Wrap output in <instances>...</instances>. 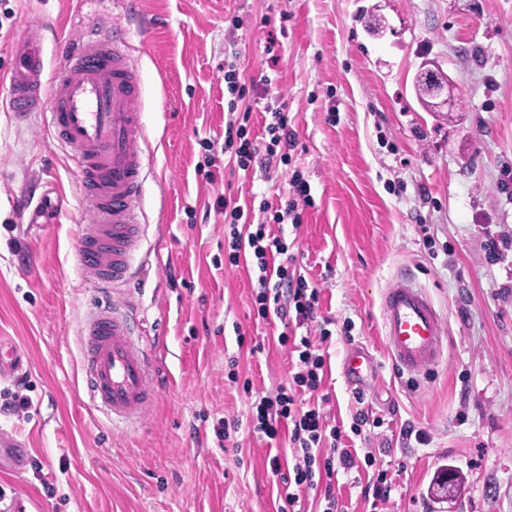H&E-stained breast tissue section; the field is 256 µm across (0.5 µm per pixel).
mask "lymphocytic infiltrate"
Here are the masks:
<instances>
[{
  "instance_id": "1",
  "label": "lymphocytic infiltrate",
  "mask_w": 512,
  "mask_h": 512,
  "mask_svg": "<svg viewBox=\"0 0 512 512\" xmlns=\"http://www.w3.org/2000/svg\"><path fill=\"white\" fill-rule=\"evenodd\" d=\"M224 91L228 112L224 142L219 145L208 139L203 141V149H221L246 172L256 168L267 172L288 164L296 135L284 106H266L265 138L259 141L250 133L251 111L242 105L247 88L233 58L224 61ZM291 185L292 196L278 204L266 199L243 204L222 194L216 198L215 209L230 228L224 240L225 260L233 267L243 261L256 266L252 311L256 320L280 321L284 330L278 341L287 347L291 359L287 383L253 403L251 430L270 440L283 432L288 435L294 463L291 476L284 479L286 512H304L302 494L315 489L321 492V512H338L331 482L358 465H372L373 458H358L354 446L346 444L341 429L330 424L319 403L304 400L305 394L316 393L322 386L326 355L319 345L329 340L331 333L324 329L319 336H311L309 328L317 319L320 290L298 271L285 236L271 230L275 224H301L304 208L313 204L309 185L300 172H293Z\"/></svg>"
}]
</instances>
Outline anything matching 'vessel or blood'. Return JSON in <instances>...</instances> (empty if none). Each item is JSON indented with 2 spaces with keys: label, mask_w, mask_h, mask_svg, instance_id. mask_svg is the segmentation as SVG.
Masks as SVG:
<instances>
[{
  "label": "vessel or blood",
  "mask_w": 512,
  "mask_h": 512,
  "mask_svg": "<svg viewBox=\"0 0 512 512\" xmlns=\"http://www.w3.org/2000/svg\"><path fill=\"white\" fill-rule=\"evenodd\" d=\"M7 111L28 118L40 112L79 172L83 225L77 262L83 275L111 288L112 298L87 310L81 327L82 371L92 399L113 422H140L157 395L156 369L136 336L140 320L124 292L145 237L136 210L149 168L142 86L125 39L100 30L81 33L65 50L64 66L48 76L40 27L28 26L14 47L8 73ZM382 332L389 355L408 378L427 376L441 356L440 314L422 288L399 279L382 295ZM343 372L358 389L379 374L370 352L348 348ZM23 374V355L0 343V383ZM25 440L0 429V459L20 477Z\"/></svg>",
  "instance_id": "obj_1"
}]
</instances>
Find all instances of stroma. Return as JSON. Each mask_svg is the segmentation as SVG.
Here are the masks:
<instances>
[{
    "label": "stroma",
    "mask_w": 512,
    "mask_h": 512,
    "mask_svg": "<svg viewBox=\"0 0 512 512\" xmlns=\"http://www.w3.org/2000/svg\"><path fill=\"white\" fill-rule=\"evenodd\" d=\"M0 0V90L24 26L47 30V71L92 20L122 29L138 67L155 178L142 212L148 236L129 299L158 366L159 396L123 430L87 395L81 325L98 296L77 263L78 174L43 116L0 111V341L25 358L22 417L0 428L30 443L22 480L45 512H277L269 467L284 438L249 430L251 404L288 379L289 355L256 321L246 267L224 263V191L278 201L300 171L314 200L299 226L273 225L320 289L332 333L322 393L349 431L357 410L384 420L356 440L373 467L339 474L341 512H512V0ZM275 40L277 62L264 52ZM235 42L251 134L264 105H283L298 147L289 165L245 172L220 154L204 167L201 139L223 140L224 50ZM456 85L449 112H427L413 81L423 64ZM56 190L53 224L30 233L32 183ZM496 258H489V251ZM415 276L441 316L442 358L425 378L399 376L381 329V294ZM369 349L380 379L362 401L341 373L348 346ZM237 423L218 441L219 419ZM428 440L403 439L406 427ZM444 465L465 477L438 496ZM390 496L372 508L373 474ZM55 492L43 493V482Z\"/></svg>",
    "instance_id": "stroma-1"
}]
</instances>
